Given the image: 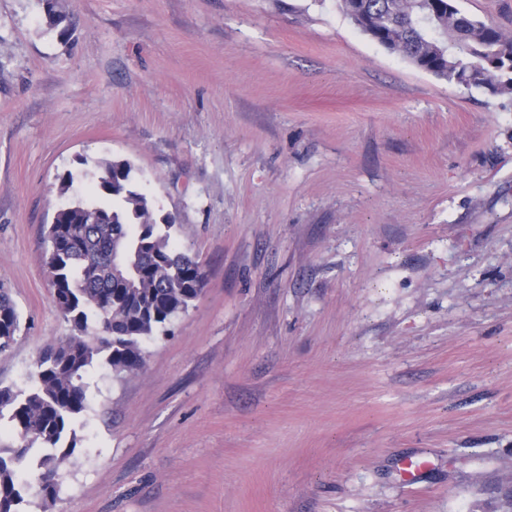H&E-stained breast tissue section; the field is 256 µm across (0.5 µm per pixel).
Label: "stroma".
Listing matches in <instances>:
<instances>
[{
  "mask_svg": "<svg viewBox=\"0 0 512 512\" xmlns=\"http://www.w3.org/2000/svg\"><path fill=\"white\" fill-rule=\"evenodd\" d=\"M101 159L203 291L146 365L89 368L27 512H496L512 491V100L337 0H0V383L68 336L42 230ZM428 464L406 484L400 463ZM21 329V318L9 291L0 287V352L6 351Z\"/></svg>",
  "mask_w": 512,
  "mask_h": 512,
  "instance_id": "35a3bbf8",
  "label": "stroma"
}]
</instances>
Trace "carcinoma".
<instances>
[{
	"label": "carcinoma",
	"instance_id": "carcinoma-1",
	"mask_svg": "<svg viewBox=\"0 0 512 512\" xmlns=\"http://www.w3.org/2000/svg\"><path fill=\"white\" fill-rule=\"evenodd\" d=\"M362 33L413 65L450 83L512 100V34L462 11L456 0H338ZM96 188L102 199L79 200L46 227L45 266L70 335L39 358L33 384L23 390L0 384V421L14 439L0 438V512H21L32 488L58 495V476L77 445L72 425L87 411L83 375L96 361L116 375L145 366L143 343L187 312L202 292L200 263L160 229L150 199L131 189L127 160H101ZM127 254L112 269V249ZM21 318L0 287V352L9 349ZM36 461V484L19 471Z\"/></svg>",
	"mask_w": 512,
	"mask_h": 512
}]
</instances>
